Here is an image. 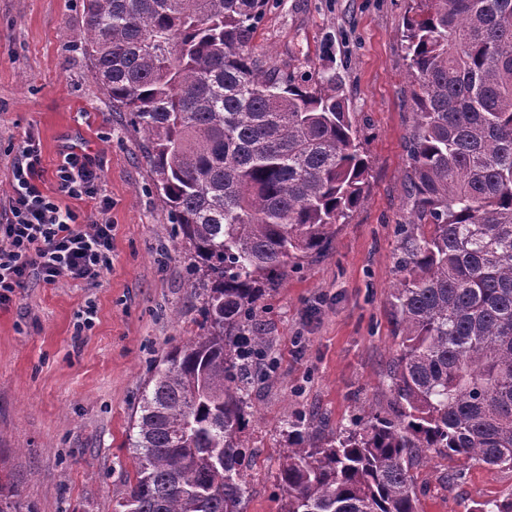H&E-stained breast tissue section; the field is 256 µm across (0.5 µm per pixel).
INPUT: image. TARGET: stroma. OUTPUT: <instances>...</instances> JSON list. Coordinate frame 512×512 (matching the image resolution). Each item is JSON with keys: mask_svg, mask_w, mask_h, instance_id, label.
Wrapping results in <instances>:
<instances>
[{"mask_svg": "<svg viewBox=\"0 0 512 512\" xmlns=\"http://www.w3.org/2000/svg\"><path fill=\"white\" fill-rule=\"evenodd\" d=\"M409 0H270L253 39L263 64L336 76L369 162L364 200L328 247L289 267L256 308L273 365L245 392L244 512H279L276 474L296 415L341 430L392 409L390 290L395 228L410 209L412 79L402 37ZM82 0H0V197L23 140L55 194L63 150H83L111 199L112 266L92 285L31 278L0 305V475L24 512H119L134 477L129 446L145 383L162 356L201 335L171 235L126 113L115 111L77 44ZM97 315L80 329L86 304ZM422 512H469L512 492V471L438 456L414 466Z\"/></svg>", "mask_w": 512, "mask_h": 512, "instance_id": "obj_1", "label": "stroma"}]
</instances>
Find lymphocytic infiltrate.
Returning a JSON list of instances; mask_svg holds the SVG:
<instances>
[{
    "mask_svg": "<svg viewBox=\"0 0 512 512\" xmlns=\"http://www.w3.org/2000/svg\"><path fill=\"white\" fill-rule=\"evenodd\" d=\"M41 153L33 142L20 147L8 170L10 191L0 199V305L29 277L44 284L94 283L112 265L111 207L99 194L101 171L89 154L69 152L55 170L58 194L93 200L101 218L85 228L72 210L39 185Z\"/></svg>",
    "mask_w": 512,
    "mask_h": 512,
    "instance_id": "lymphocytic-infiltrate-1",
    "label": "lymphocytic infiltrate"
}]
</instances>
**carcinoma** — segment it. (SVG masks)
<instances>
[{"instance_id": "cac0c4a2", "label": "carcinoma", "mask_w": 512, "mask_h": 512, "mask_svg": "<svg viewBox=\"0 0 512 512\" xmlns=\"http://www.w3.org/2000/svg\"><path fill=\"white\" fill-rule=\"evenodd\" d=\"M416 127L391 289L399 353L387 416L339 433L289 423L281 512H419L423 456L512 469V0H410ZM268 0H83L80 50L142 136L203 334L165 353L132 428L118 506L243 512L254 306L323 251L363 200L368 160L334 76L267 68ZM0 481V512H22ZM470 512H512V493Z\"/></svg>"}]
</instances>
